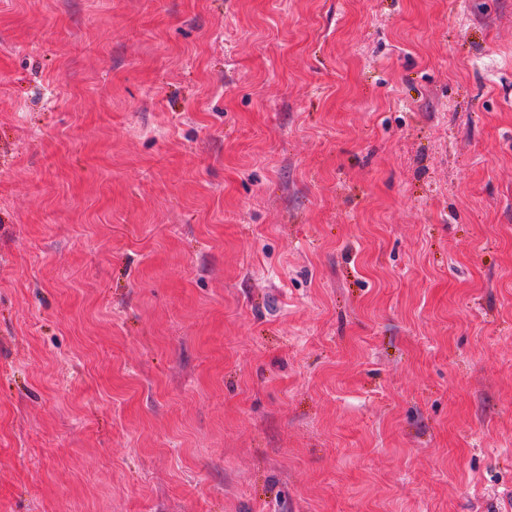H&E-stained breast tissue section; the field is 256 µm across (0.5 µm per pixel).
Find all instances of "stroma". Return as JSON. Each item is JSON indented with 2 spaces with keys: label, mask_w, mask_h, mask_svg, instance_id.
Returning a JSON list of instances; mask_svg holds the SVG:
<instances>
[{
  "label": "stroma",
  "mask_w": 512,
  "mask_h": 512,
  "mask_svg": "<svg viewBox=\"0 0 512 512\" xmlns=\"http://www.w3.org/2000/svg\"><path fill=\"white\" fill-rule=\"evenodd\" d=\"M0 512H512V0H0Z\"/></svg>",
  "instance_id": "obj_1"
}]
</instances>
